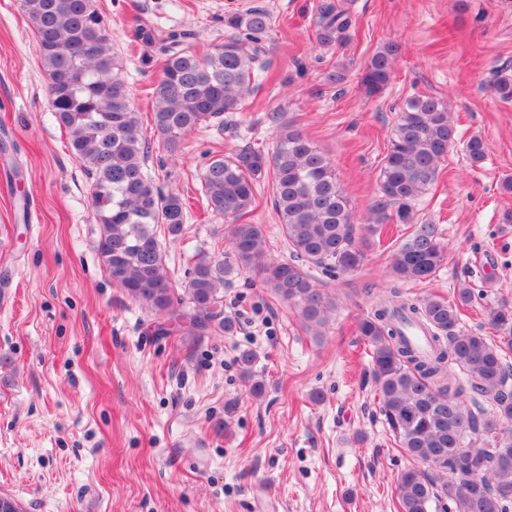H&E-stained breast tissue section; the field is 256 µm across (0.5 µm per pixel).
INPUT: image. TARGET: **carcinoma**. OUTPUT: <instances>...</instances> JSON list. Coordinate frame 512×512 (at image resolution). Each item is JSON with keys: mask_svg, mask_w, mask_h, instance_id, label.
Wrapping results in <instances>:
<instances>
[{"mask_svg": "<svg viewBox=\"0 0 512 512\" xmlns=\"http://www.w3.org/2000/svg\"><path fill=\"white\" fill-rule=\"evenodd\" d=\"M37 38L49 78V104L65 128L72 154L90 183L99 226L97 251L113 283L128 299L155 314L159 328L187 336L230 332L224 288L244 272L259 276L292 306L305 329L323 335L336 300L319 288L311 269L352 274L364 264L369 235L381 224H402L409 234L390 254L395 284L384 289L357 323L369 346L379 410L395 444L415 465L397 480L396 512H509L512 508V301L484 307L492 335L462 328V316L482 298L476 283H462L453 297H411L396 282L431 279L448 258L437 225L418 222L417 204L439 177V164L455 145L448 104L433 96L407 98L380 171V197L356 223L351 199L331 160L279 112L270 113L275 149L249 143L212 156L200 176L207 209L227 222L225 250L201 251L184 285L166 266L161 236L181 235L185 200L164 192L148 172L149 142L142 133L122 60L97 0H20ZM353 15L340 0L316 7L317 41L340 45ZM224 42L201 52L186 26L136 24V37L162 55L161 77L152 88V119L174 156L192 130L224 126V116L243 111L266 81L271 66L270 14L252 9L224 16ZM398 45L374 53L361 72L365 95L388 85ZM491 91L512 102V75L499 72ZM471 167L480 168L488 147L478 137L464 146ZM273 204L292 259L267 253L265 229L246 217L255 210L261 185ZM427 333L420 354L404 334L407 324ZM253 352L240 353L243 377L256 397L264 384L253 379Z\"/></svg>", "mask_w": 512, "mask_h": 512, "instance_id": "1", "label": "carcinoma"}]
</instances>
